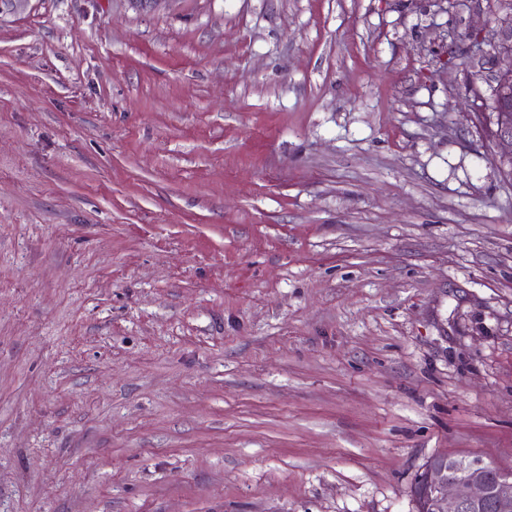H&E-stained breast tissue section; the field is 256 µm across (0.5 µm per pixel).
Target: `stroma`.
<instances>
[{
	"instance_id": "1",
	"label": "stroma",
	"mask_w": 512,
	"mask_h": 512,
	"mask_svg": "<svg viewBox=\"0 0 512 512\" xmlns=\"http://www.w3.org/2000/svg\"><path fill=\"white\" fill-rule=\"evenodd\" d=\"M494 0L0 13V512H415L512 466ZM496 2L498 11L495 15V29L489 30L487 39L483 31L470 35L473 45L477 47V53L470 57V63L478 72L485 73L490 86L489 98L479 92L471 106L470 113L480 124L487 120V112H509L512 106V1ZM484 43L490 46L489 50L484 51ZM504 57L510 59V65L501 68L500 60ZM446 461L448 455L441 454L426 465ZM426 482L431 490V512L480 511L487 505L497 511L512 512V468L503 469L478 457H457L448 461V469L429 466Z\"/></svg>"
}]
</instances>
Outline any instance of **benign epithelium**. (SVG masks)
<instances>
[{
	"label": "benign epithelium",
	"instance_id": "1",
	"mask_svg": "<svg viewBox=\"0 0 512 512\" xmlns=\"http://www.w3.org/2000/svg\"><path fill=\"white\" fill-rule=\"evenodd\" d=\"M496 27L470 35L477 53L470 57L472 67L485 74L490 96L478 95L472 103L474 120L480 124L487 113L512 110V64L500 67L504 57L512 60V0H496ZM490 46L483 49V44ZM492 138L509 148L502 163L512 169V122L500 121L491 129ZM431 490V512H479L491 505L497 512H512V468L503 469L478 457H457L448 466L432 465L426 469Z\"/></svg>",
	"mask_w": 512,
	"mask_h": 512
}]
</instances>
